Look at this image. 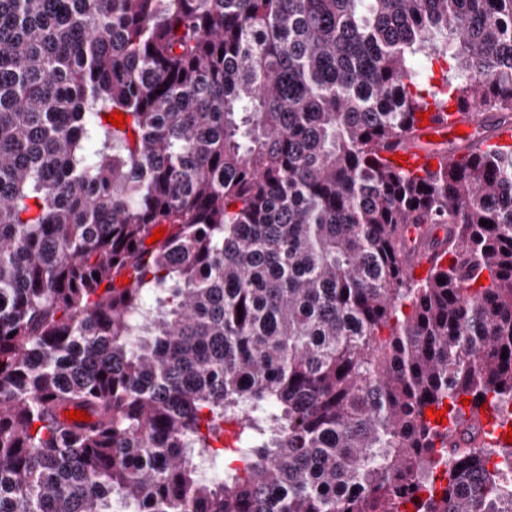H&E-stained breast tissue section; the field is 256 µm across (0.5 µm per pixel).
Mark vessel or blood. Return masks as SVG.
I'll return each mask as SVG.
<instances>
[{
	"instance_id": "1",
	"label": "vessel or blood",
	"mask_w": 512,
	"mask_h": 512,
	"mask_svg": "<svg viewBox=\"0 0 512 512\" xmlns=\"http://www.w3.org/2000/svg\"><path fill=\"white\" fill-rule=\"evenodd\" d=\"M427 120L418 124L419 141L414 146L395 145L386 150V157L403 156L406 172L418 175L430 173L432 165H444L457 159V146L467 144L512 143V122L501 121L498 114L473 107L470 116L460 112H440L435 105H428ZM479 426L494 441H502L504 434L512 432V426L501 424L492 408H485L479 417Z\"/></svg>"
}]
</instances>
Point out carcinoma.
Segmentation results:
<instances>
[{"instance_id":"1","label":"carcinoma","mask_w":512,"mask_h":512,"mask_svg":"<svg viewBox=\"0 0 512 512\" xmlns=\"http://www.w3.org/2000/svg\"><path fill=\"white\" fill-rule=\"evenodd\" d=\"M419 56L512 118V0H0V512H512L425 418L512 424V146L381 162ZM438 259H441L442 261L445 262L447 261V257L441 256V252L439 250L419 249L418 251L414 252L408 257L406 261V266L413 276H415L416 278H421L427 274V271L430 268L431 264ZM416 270L423 271V275L416 276Z\"/></svg>"}]
</instances>
